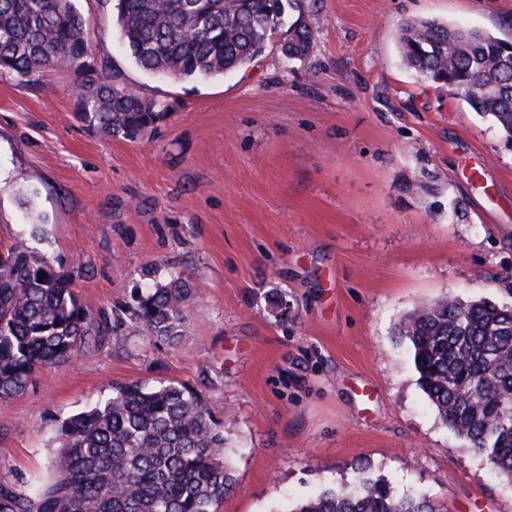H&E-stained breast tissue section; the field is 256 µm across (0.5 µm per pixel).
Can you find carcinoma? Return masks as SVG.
Listing matches in <instances>:
<instances>
[{
	"instance_id": "carcinoma-1",
	"label": "carcinoma",
	"mask_w": 512,
	"mask_h": 512,
	"mask_svg": "<svg viewBox=\"0 0 512 512\" xmlns=\"http://www.w3.org/2000/svg\"><path fill=\"white\" fill-rule=\"evenodd\" d=\"M115 25L142 70L192 80L233 72L260 55L281 26V0H116ZM313 31L288 29L283 55L309 53ZM404 65L421 82L445 83L512 141V50L478 28L402 22ZM91 39L73 0H0V70L33 77L90 67ZM81 119L135 140L168 107L118 76L79 85ZM74 274L15 244L0 252V400L39 368L83 353L88 315ZM197 288L176 276L141 288L134 316L145 335L176 343ZM417 384L439 418L474 453L512 478V304L451 299L404 317ZM53 482L33 495L0 484V512H216L236 485L223 423L183 385L122 384L104 404L65 419ZM289 512H436L423 495L400 497L359 473L353 489H326Z\"/></svg>"
}]
</instances>
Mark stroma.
Here are the masks:
<instances>
[{
    "mask_svg": "<svg viewBox=\"0 0 512 512\" xmlns=\"http://www.w3.org/2000/svg\"><path fill=\"white\" fill-rule=\"evenodd\" d=\"M242 68L175 81L137 67L110 0H75L91 70L0 72V248L73 271L85 353L0 400V482L54 475L59 426L115 385L181 384L224 425L236 487L220 512H285L358 472L444 512H512V481L440 420L399 320L457 297L512 302V143L401 60L411 18L512 42V0H282ZM169 106L133 140L87 127L74 88L102 72ZM38 193L41 224L18 192ZM200 285L184 333L144 336L133 289ZM313 31L303 23H294L288 29V38L281 45L283 55L289 60L301 59L309 53Z\"/></svg>",
    "mask_w": 512,
    "mask_h": 512,
    "instance_id": "35a3bbf8",
    "label": "stroma"
}]
</instances>
